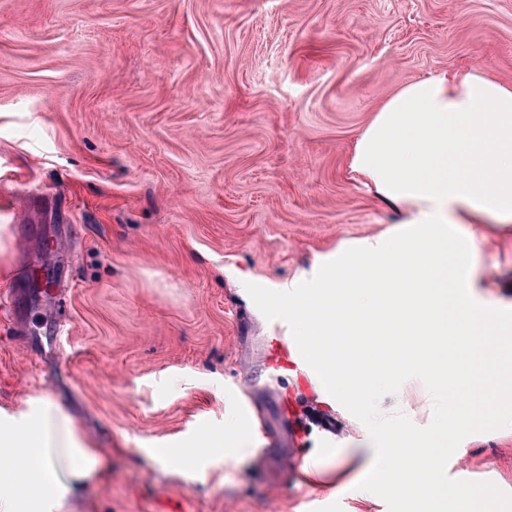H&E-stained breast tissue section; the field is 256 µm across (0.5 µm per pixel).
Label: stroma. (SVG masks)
I'll use <instances>...</instances> for the list:
<instances>
[{
    "instance_id": "obj_1",
    "label": "stroma",
    "mask_w": 512,
    "mask_h": 512,
    "mask_svg": "<svg viewBox=\"0 0 512 512\" xmlns=\"http://www.w3.org/2000/svg\"><path fill=\"white\" fill-rule=\"evenodd\" d=\"M469 66L512 84V0H0V416L51 398L101 450L63 512H411L410 493L303 475L365 428L296 373L283 300L397 227L349 169L381 100ZM465 231L478 288L512 303V231ZM25 266L64 300L33 298ZM400 400L424 429L411 379L372 403ZM237 415L258 452L233 468L214 448ZM175 448L194 469L157 462ZM445 455L439 480L512 512L494 418Z\"/></svg>"
}]
</instances>
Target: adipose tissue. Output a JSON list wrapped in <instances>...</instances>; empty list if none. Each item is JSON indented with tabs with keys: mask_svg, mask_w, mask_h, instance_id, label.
<instances>
[{
	"mask_svg": "<svg viewBox=\"0 0 512 512\" xmlns=\"http://www.w3.org/2000/svg\"><path fill=\"white\" fill-rule=\"evenodd\" d=\"M350 171L403 215V227L371 251L361 275L328 269L322 287L291 299L293 336L284 345L310 362L322 402H351L388 384L394 372L427 384L431 421L414 434L405 404L364 413L368 430L352 449L357 474L376 465L400 469L416 497L434 487L435 469L395 465L390 447L414 440L444 448L448 424L491 415L499 372L512 351V310L483 299L474 252L463 227L512 224V86L468 67L399 87L379 106L356 142ZM405 343L402 357L379 363L357 386L335 369L332 341L364 328ZM488 396L482 410L466 397L472 371ZM101 455L84 444L73 419L42 400L24 427L0 424V512H45L64 504L99 470Z\"/></svg>",
	"mask_w": 512,
	"mask_h": 512,
	"instance_id": "obj_1",
	"label": "adipose tissue"
}]
</instances>
